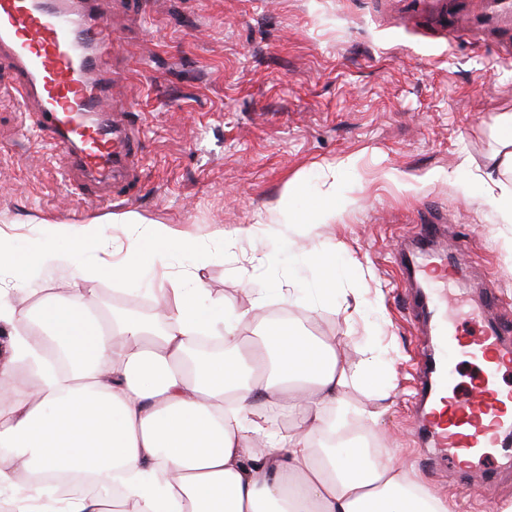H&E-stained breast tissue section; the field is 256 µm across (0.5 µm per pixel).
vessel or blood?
I'll return each mask as SVG.
<instances>
[{
    "label": "vessel or blood",
    "instance_id": "b4317fda",
    "mask_svg": "<svg viewBox=\"0 0 512 512\" xmlns=\"http://www.w3.org/2000/svg\"><path fill=\"white\" fill-rule=\"evenodd\" d=\"M97 0H0V66L32 108L68 173L103 185L120 198L139 170L138 131L118 115L126 103L112 96L127 73ZM441 224L423 227V247L404 264L410 307L425 337L418 353L420 427L428 447L468 477L489 475L491 462L512 459V344L501 326L461 333L448 311L450 297L432 294L428 252ZM475 374L462 379V364Z\"/></svg>",
    "mask_w": 512,
    "mask_h": 512
}]
</instances>
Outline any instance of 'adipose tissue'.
Segmentation results:
<instances>
[{"label":"adipose tissue","instance_id":"adipose-tissue-1","mask_svg":"<svg viewBox=\"0 0 512 512\" xmlns=\"http://www.w3.org/2000/svg\"><path fill=\"white\" fill-rule=\"evenodd\" d=\"M507 151L485 173L499 187L512 168V113L498 118ZM494 202L512 215V193ZM69 239L70 250L54 239ZM102 221L54 224L31 250L39 266L69 265L105 248ZM170 327L104 322L85 290L34 298L24 282L0 289V486L17 474L95 476L101 493L38 501L8 497L11 512H449L410 470L357 441L339 448L348 374L334 343L290 325H265L262 304L206 318L204 288L173 289ZM224 330L222 353L194 355L197 333ZM66 369L48 367V348ZM275 407L293 425L266 417Z\"/></svg>","mask_w":512,"mask_h":512}]
</instances>
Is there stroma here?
<instances>
[{
    "mask_svg": "<svg viewBox=\"0 0 512 512\" xmlns=\"http://www.w3.org/2000/svg\"><path fill=\"white\" fill-rule=\"evenodd\" d=\"M131 70L121 95L144 130L139 172L127 204L83 209L70 201L61 162L9 90L0 69V229L20 252L48 221L108 218L107 251L73 264L28 261L0 275L61 298L79 268L129 259L112 215L136 213L195 237L198 253L173 252L134 280L110 271L85 288L153 292L201 280L225 308L266 300L269 320L288 314L347 356L349 430L380 431L393 462L447 497L452 512H500L512 503V464L468 484L437 454L418 450L414 358L417 325L398 267L419 224L443 217L439 253L455 262L449 289L466 314L457 324L512 329V221L482 176L500 151L497 117L512 113V39L467 22L443 24L396 0H100ZM339 192L331 224H284L267 216L302 211L328 184ZM295 238L335 256L336 303L293 306L314 294L320 274L298 268ZM279 261L263 265V252ZM493 288L496 307L485 304ZM375 350L393 391L380 398L357 377L360 351Z\"/></svg>",
    "mask_w": 512,
    "mask_h": 512,
    "instance_id": "1",
    "label": "stroma"
}]
</instances>
